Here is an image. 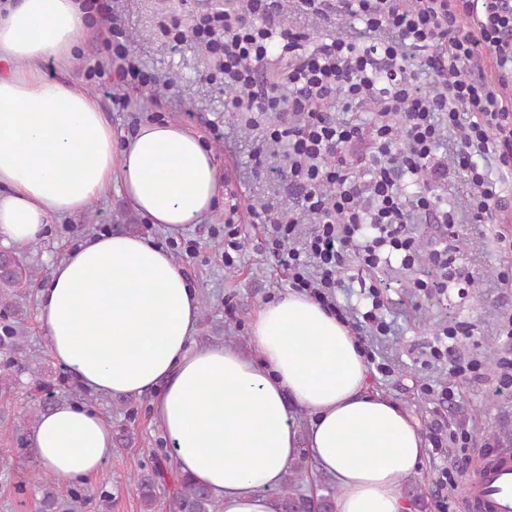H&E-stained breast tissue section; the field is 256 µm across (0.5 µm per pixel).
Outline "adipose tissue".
<instances>
[{
  "mask_svg": "<svg viewBox=\"0 0 512 512\" xmlns=\"http://www.w3.org/2000/svg\"><path fill=\"white\" fill-rule=\"evenodd\" d=\"M80 2L0 6V239L13 244L91 210L115 182L134 210L172 230L207 214L218 193L212 155L185 126L148 121L117 142L93 96L47 77L46 63L71 65L87 30ZM37 321L81 387L152 394L177 471L220 512H282L274 491L303 449L338 488L333 512H411L402 484L427 443L403 408L370 390L349 325L309 296L261 305L251 352L198 346V293L168 251L136 234H92L52 266ZM295 407L313 415L302 438ZM112 448L94 407L64 401L29 452L68 483L98 477Z\"/></svg>",
  "mask_w": 512,
  "mask_h": 512,
  "instance_id": "ef3b65f1",
  "label": "adipose tissue"
}]
</instances>
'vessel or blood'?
Returning a JSON list of instances; mask_svg holds the SVG:
<instances>
[{
    "instance_id": "obj_1",
    "label": "vessel or blood",
    "mask_w": 512,
    "mask_h": 512,
    "mask_svg": "<svg viewBox=\"0 0 512 512\" xmlns=\"http://www.w3.org/2000/svg\"><path fill=\"white\" fill-rule=\"evenodd\" d=\"M461 507L462 512H512V450L482 453L479 476L466 481Z\"/></svg>"
}]
</instances>
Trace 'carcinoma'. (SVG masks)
Segmentation results:
<instances>
[{
    "mask_svg": "<svg viewBox=\"0 0 512 512\" xmlns=\"http://www.w3.org/2000/svg\"><path fill=\"white\" fill-rule=\"evenodd\" d=\"M0 351L11 353L4 360L0 370V395L9 394L13 384L11 369L23 368L15 362V356L22 355L27 333L24 325L23 310L17 300L34 292L38 271L28 260V253L17 249H0ZM56 405L50 396H36L26 412L19 417L15 431L20 442H25L24 433L35 428L41 416ZM168 469L157 461L152 468L144 470L132 478L135 483L143 512H154L156 491L166 482ZM308 481V469L304 463L292 466L284 478L281 487L283 512H330L332 500L336 496L333 487L323 488V494L311 497L300 493L301 487ZM35 483L41 493L39 512H83L84 506L91 499L92 492L79 485H61L47 471L35 477ZM170 512H216V502L208 489L181 479L179 488L170 499Z\"/></svg>",
    "mask_w": 512,
    "mask_h": 512,
    "instance_id": "cac0c4a2",
    "label": "carcinoma"
}]
</instances>
